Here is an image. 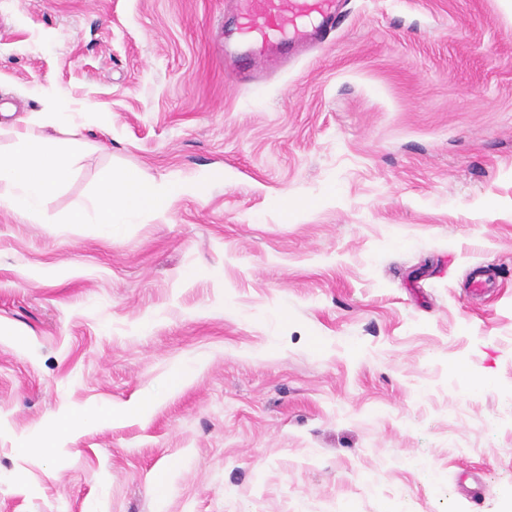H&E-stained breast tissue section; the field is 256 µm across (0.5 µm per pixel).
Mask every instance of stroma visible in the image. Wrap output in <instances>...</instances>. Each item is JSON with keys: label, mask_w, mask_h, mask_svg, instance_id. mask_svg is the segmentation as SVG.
<instances>
[{"label": "stroma", "mask_w": 512, "mask_h": 512, "mask_svg": "<svg viewBox=\"0 0 512 512\" xmlns=\"http://www.w3.org/2000/svg\"><path fill=\"white\" fill-rule=\"evenodd\" d=\"M339 12L246 84L231 0H0V151L79 144L0 207V512H512V10ZM116 165L209 186L56 226Z\"/></svg>", "instance_id": "obj_1"}]
</instances>
